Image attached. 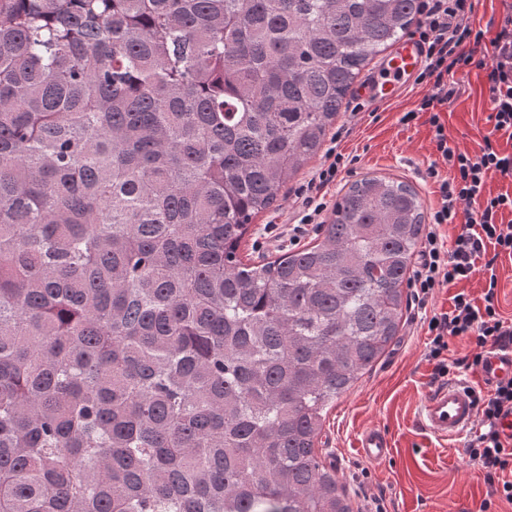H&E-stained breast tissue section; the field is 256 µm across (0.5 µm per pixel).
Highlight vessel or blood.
Instances as JSON below:
<instances>
[{
  "label": "vessel or blood",
  "mask_w": 512,
  "mask_h": 512,
  "mask_svg": "<svg viewBox=\"0 0 512 512\" xmlns=\"http://www.w3.org/2000/svg\"><path fill=\"white\" fill-rule=\"evenodd\" d=\"M422 63L423 49L417 38L402 39L360 86V97L373 104L399 99ZM479 377L482 384L489 387L501 379L512 378V352L487 355L479 369ZM476 418L472 387L456 379L434 384L425 394L419 411L424 430L441 440L465 435L474 427ZM359 446L364 458L371 461L384 460L392 451L389 434L378 427L363 430Z\"/></svg>",
  "instance_id": "1"
}]
</instances>
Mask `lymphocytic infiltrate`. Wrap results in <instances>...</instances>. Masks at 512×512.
I'll return each instance as SVG.
<instances>
[{"mask_svg": "<svg viewBox=\"0 0 512 512\" xmlns=\"http://www.w3.org/2000/svg\"><path fill=\"white\" fill-rule=\"evenodd\" d=\"M478 2L420 0V18L413 35L422 43L425 58L416 82L427 91L418 111L404 113L401 118L407 124L417 112L429 113L435 149L453 172L452 178L443 179L436 164L426 169L427 178L437 185L438 206L432 213L434 228L421 246L413 275L418 307H425L434 289L467 279L477 269L489 274L482 304H475L461 291L454 295L451 310L433 313L428 320V357L434 360L439 378L480 366L488 353L512 349V321L499 310L495 275L499 257L512 256V224L499 220L503 210H512V193L491 196L485 192L491 175L512 174V154H500L495 147L498 135L512 138V6L488 39L471 26ZM485 41L490 48L484 52L480 46ZM470 65L484 70L491 102V127L483 137V147L475 154L449 146L440 118L443 108L457 95L451 76ZM349 163V158L336 148L327 150L321 167L299 193L301 217L288 227L291 238H298L305 225L319 223L326 208L324 190ZM458 220L463 230L452 246H445L435 228ZM454 338L469 339L473 352L447 358L449 342ZM475 402L479 421L466 435L463 448L469 462L485 473L489 492L481 512H491L494 499L512 503V379L499 381L487 394L476 395Z\"/></svg>", "mask_w": 512, "mask_h": 512, "instance_id": "lymphocytic-infiltrate-1", "label": "lymphocytic infiltrate"}]
</instances>
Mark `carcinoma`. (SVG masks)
Listing matches in <instances>:
<instances>
[{
	"label": "carcinoma",
	"instance_id": "carcinoma-1",
	"mask_svg": "<svg viewBox=\"0 0 512 512\" xmlns=\"http://www.w3.org/2000/svg\"><path fill=\"white\" fill-rule=\"evenodd\" d=\"M418 0H0V512H353L316 444L423 203L238 256Z\"/></svg>",
	"mask_w": 512,
	"mask_h": 512
}]
</instances>
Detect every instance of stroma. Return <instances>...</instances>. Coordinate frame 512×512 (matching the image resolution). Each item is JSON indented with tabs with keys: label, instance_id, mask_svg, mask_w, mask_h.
<instances>
[{
	"label": "stroma",
	"instance_id": "1",
	"mask_svg": "<svg viewBox=\"0 0 512 512\" xmlns=\"http://www.w3.org/2000/svg\"><path fill=\"white\" fill-rule=\"evenodd\" d=\"M454 80L459 95L441 114L450 146L475 153L490 127V100L482 70L459 69ZM424 89L414 85L393 103L365 106L356 119L348 114L360 97L350 90L336 117V126L351 125L339 149L354 155L326 196L335 203L349 185L366 176H386L411 185L425 213H432L436 198L421 178L438 154L428 114L402 123ZM322 163L311 160L285 184L279 200L254 216L239 254L243 260L270 261L288 251L289 242L277 241L274 229H286L298 216L296 194L311 172ZM428 337L414 319L413 308L403 311L399 334L387 353L364 373L352 388L328 409L318 448L325 462L334 464L352 500L354 512H369L373 498H381L385 512H479L489 486L484 473L462 453L461 440L441 441L428 435L418 420L419 406L428 391L434 362L426 354ZM384 429L393 452L382 462L366 460L358 441L368 427Z\"/></svg>",
	"mask_w": 512,
	"mask_h": 512
}]
</instances>
